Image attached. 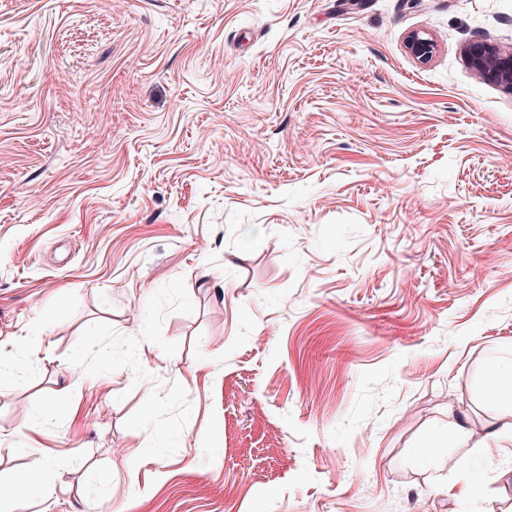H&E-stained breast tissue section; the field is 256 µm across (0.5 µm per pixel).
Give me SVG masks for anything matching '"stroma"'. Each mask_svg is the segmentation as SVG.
Returning a JSON list of instances; mask_svg holds the SVG:
<instances>
[{
	"mask_svg": "<svg viewBox=\"0 0 512 512\" xmlns=\"http://www.w3.org/2000/svg\"><path fill=\"white\" fill-rule=\"evenodd\" d=\"M478 40L512 0H0V489L54 474L12 512H512ZM481 391L491 402H510L512 406V359L494 361L487 366Z\"/></svg>",
	"mask_w": 512,
	"mask_h": 512,
	"instance_id": "35a3bbf8",
	"label": "stroma"
}]
</instances>
